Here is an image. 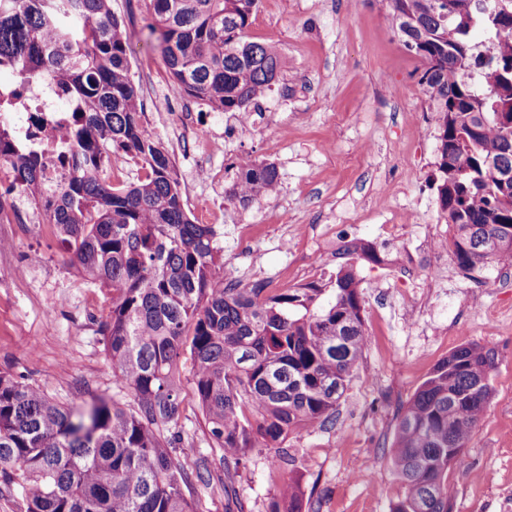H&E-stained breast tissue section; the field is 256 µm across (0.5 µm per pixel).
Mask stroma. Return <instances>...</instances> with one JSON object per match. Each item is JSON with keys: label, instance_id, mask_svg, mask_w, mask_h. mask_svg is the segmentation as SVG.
<instances>
[{"label": "stroma", "instance_id": "1", "mask_svg": "<svg viewBox=\"0 0 512 512\" xmlns=\"http://www.w3.org/2000/svg\"><path fill=\"white\" fill-rule=\"evenodd\" d=\"M135 49L131 72L143 122L171 156L185 210L212 225L227 279L273 288L326 284L353 244L369 345L332 422L290 435L302 512H390L404 487L388 452L398 415L434 366L456 347L493 348L490 405L452 471V512H512V268L477 282L456 265L435 287L398 258L450 230L433 185L437 115L419 78L421 59L387 27L383 0H259L252 40L274 44L281 73L253 126L227 138L226 113L179 95L147 38L149 0H112ZM373 149H358L362 139ZM274 163L276 195L231 204L223 179L237 157ZM219 184L196 176L198 167ZM346 220L335 246L326 225ZM112 294L82 276L54 226L0 223V372L79 404L111 395L114 378L99 331ZM184 441L195 512H270L280 458L257 445L228 460L209 439L190 373L181 381ZM234 495L225 496V483Z\"/></svg>", "mask_w": 512, "mask_h": 512}]
</instances>
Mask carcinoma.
<instances>
[{"mask_svg": "<svg viewBox=\"0 0 512 512\" xmlns=\"http://www.w3.org/2000/svg\"><path fill=\"white\" fill-rule=\"evenodd\" d=\"M258 0H150L149 36L172 88L221 112L247 113L278 80L281 57L247 30ZM385 20L426 69L439 112L436 187L467 277L512 266V0H387ZM131 42L111 0H0V68L50 79L76 115L48 188L43 158L0 123V164L86 278L112 291L101 323L117 391L80 405L51 400L0 372V479L24 512H194L176 452L182 358L209 436L241 460L260 437L276 446L336 414L368 344L352 266L277 290L224 278L210 225L184 209L169 153L144 126ZM137 159L112 180V150ZM227 200L247 207L279 190L276 166L250 162ZM495 351L466 343L438 362L403 407L389 452L404 494L390 512H449L448 472L493 395ZM282 475L271 512H299Z\"/></svg>", "mask_w": 512, "mask_h": 512, "instance_id": "carcinoma-1", "label": "carcinoma"}]
</instances>
